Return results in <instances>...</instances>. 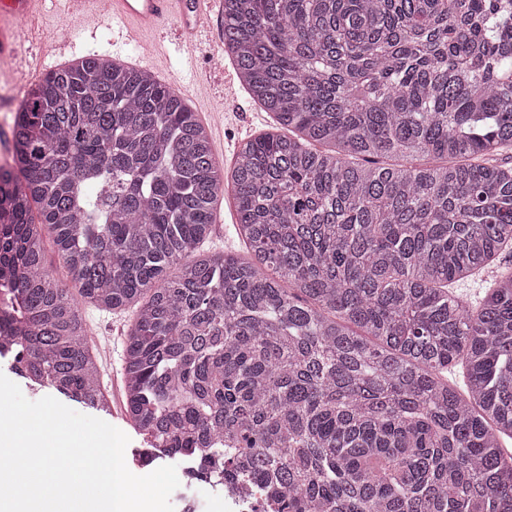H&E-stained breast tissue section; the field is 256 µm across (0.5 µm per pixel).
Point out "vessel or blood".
<instances>
[{
  "mask_svg": "<svg viewBox=\"0 0 512 512\" xmlns=\"http://www.w3.org/2000/svg\"><path fill=\"white\" fill-rule=\"evenodd\" d=\"M47 0H0V64L10 63V79L32 81L45 72V62L62 55L65 37L52 39L37 29ZM68 14H90L107 20L112 33L127 44L153 37V56L169 59L158 31L171 28L185 62H193L203 46H216L224 38L223 0H63Z\"/></svg>",
  "mask_w": 512,
  "mask_h": 512,
  "instance_id": "1",
  "label": "vessel or blood"
}]
</instances>
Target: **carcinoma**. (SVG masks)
Here are the masks:
<instances>
[{
  "label": "carcinoma",
  "instance_id": "obj_1",
  "mask_svg": "<svg viewBox=\"0 0 512 512\" xmlns=\"http://www.w3.org/2000/svg\"><path fill=\"white\" fill-rule=\"evenodd\" d=\"M273 131L231 172L169 86L102 56L29 87L0 165V357L108 407L78 304L135 308L125 412L279 512H512V0H224ZM399 162L386 164L383 158ZM231 186L246 257L202 254ZM466 368L463 394L448 371Z\"/></svg>",
  "mask_w": 512,
  "mask_h": 512
}]
</instances>
